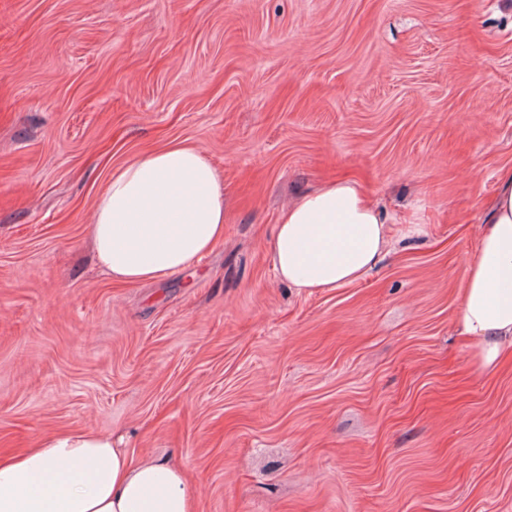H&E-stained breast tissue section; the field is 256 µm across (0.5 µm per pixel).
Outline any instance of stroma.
I'll use <instances>...</instances> for the list:
<instances>
[{"instance_id":"obj_1","label":"stroma","mask_w":512,"mask_h":512,"mask_svg":"<svg viewBox=\"0 0 512 512\" xmlns=\"http://www.w3.org/2000/svg\"><path fill=\"white\" fill-rule=\"evenodd\" d=\"M181 140L224 240L120 286L89 224ZM512 168V0H0V453L92 429L197 512H512V358L463 275ZM339 177L396 220L360 280L277 277L279 212Z\"/></svg>"}]
</instances>
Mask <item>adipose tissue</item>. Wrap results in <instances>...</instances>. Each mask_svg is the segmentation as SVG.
Wrapping results in <instances>:
<instances>
[{
    "label": "adipose tissue",
    "mask_w": 512,
    "mask_h": 512,
    "mask_svg": "<svg viewBox=\"0 0 512 512\" xmlns=\"http://www.w3.org/2000/svg\"><path fill=\"white\" fill-rule=\"evenodd\" d=\"M98 267L120 285L176 274L224 239V185L196 146L173 142L115 169L89 227ZM388 217L354 181L299 196L274 227L278 279L309 292L359 280L384 257ZM477 369L512 354V169L499 177L464 272L456 316ZM0 512H196L181 469L133 461L121 442L92 430L40 437L0 457Z\"/></svg>",
    "instance_id": "ef3b65f1"
}]
</instances>
